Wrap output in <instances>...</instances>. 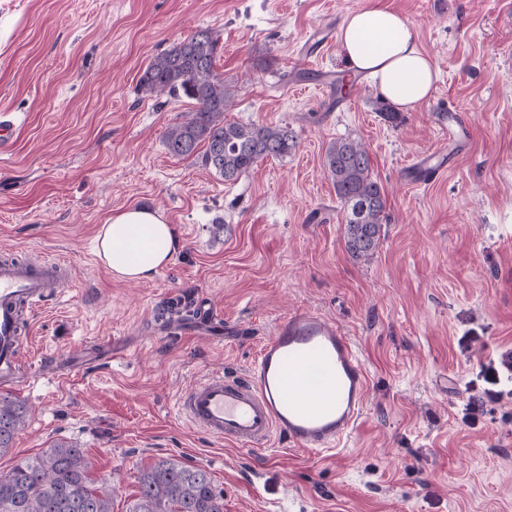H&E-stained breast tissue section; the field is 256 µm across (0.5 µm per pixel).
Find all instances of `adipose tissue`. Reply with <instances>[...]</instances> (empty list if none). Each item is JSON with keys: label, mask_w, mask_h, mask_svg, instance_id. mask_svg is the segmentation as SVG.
Here are the masks:
<instances>
[{"label": "adipose tissue", "mask_w": 512, "mask_h": 512, "mask_svg": "<svg viewBox=\"0 0 512 512\" xmlns=\"http://www.w3.org/2000/svg\"><path fill=\"white\" fill-rule=\"evenodd\" d=\"M353 72L370 77L382 96L405 110L430 99L438 79L420 47L415 26L386 8L349 14L339 31ZM176 239L157 212L129 207L108 217L95 238V254L113 277L130 283L151 279L173 257Z\"/></svg>", "instance_id": "adipose-tissue-1"}]
</instances>
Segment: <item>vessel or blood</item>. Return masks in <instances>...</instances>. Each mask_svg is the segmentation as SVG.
Listing matches in <instances>:
<instances>
[{"label": "vessel or blood", "mask_w": 512, "mask_h": 512, "mask_svg": "<svg viewBox=\"0 0 512 512\" xmlns=\"http://www.w3.org/2000/svg\"><path fill=\"white\" fill-rule=\"evenodd\" d=\"M448 145L418 160L413 175L432 181L465 150L468 130L454 114L439 118ZM67 267L46 258H0V386L24 367L29 316L69 287ZM370 379L350 336L321 314L303 309L278 322L243 376L214 373L181 397L180 413L218 440L248 450L285 440L313 454L339 448L361 417Z\"/></svg>", "instance_id": "obj_1"}]
</instances>
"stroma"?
<instances>
[{
	"instance_id": "35a3bbf8",
	"label": "stroma",
	"mask_w": 512,
	"mask_h": 512,
	"mask_svg": "<svg viewBox=\"0 0 512 512\" xmlns=\"http://www.w3.org/2000/svg\"><path fill=\"white\" fill-rule=\"evenodd\" d=\"M385 5L414 24L440 72L392 126L366 78L346 93L339 41L306 56L318 26ZM207 29L232 91L231 122L288 127V157L229 183L169 155L192 101L148 97L151 58ZM469 125L441 178L406 173L444 141L437 110ZM0 255L68 263L73 286L32 319L27 371L6 395L28 409L0 475L56 442L82 448L114 512L162 457L210 471L224 512H512V0H0ZM366 143L388 221L368 260L344 247L322 161ZM172 224L177 249L151 279H114L94 253L113 212ZM318 312L351 336L370 376L336 451L272 441L247 451L182 418V394L243 371L275 324ZM110 359L95 363L100 346Z\"/></svg>"
}]
</instances>
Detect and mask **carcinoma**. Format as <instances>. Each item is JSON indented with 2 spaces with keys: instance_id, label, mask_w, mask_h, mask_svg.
Instances as JSON below:
<instances>
[{
  "instance_id": "cac0c4a2",
  "label": "carcinoma",
  "mask_w": 512,
  "mask_h": 512,
  "mask_svg": "<svg viewBox=\"0 0 512 512\" xmlns=\"http://www.w3.org/2000/svg\"><path fill=\"white\" fill-rule=\"evenodd\" d=\"M218 45L209 31L194 33L152 58L139 87L151 96L193 101L196 109L165 132L168 154H198L208 169L235 182L265 159L288 156L295 137L286 126L226 121L231 92L215 70ZM323 168L343 208L346 251L355 260L370 258L386 223L387 197L372 174L367 145L350 137L331 141ZM24 418L21 404L0 398L1 455L13 447ZM93 466L82 448L58 442L0 476V512H112L110 491L90 478ZM126 512H224V495L207 469L159 459L140 473Z\"/></svg>"
}]
</instances>
